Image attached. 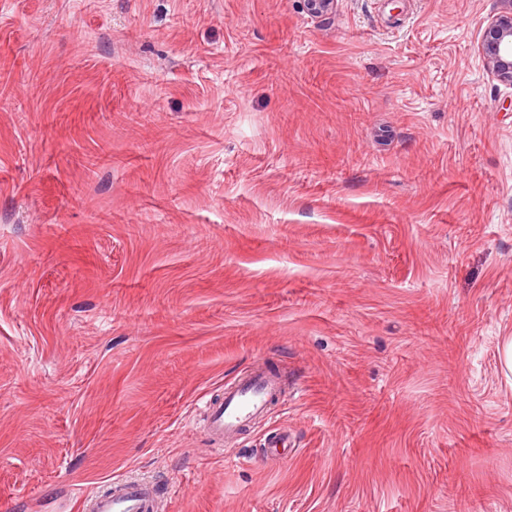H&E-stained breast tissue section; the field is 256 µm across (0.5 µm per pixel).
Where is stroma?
<instances>
[{
	"mask_svg": "<svg viewBox=\"0 0 512 512\" xmlns=\"http://www.w3.org/2000/svg\"><path fill=\"white\" fill-rule=\"evenodd\" d=\"M500 0H0V512H512ZM287 406L224 449L202 395ZM287 429L296 448L272 455ZM503 2V10L484 31L481 54L501 81L512 83V1ZM288 380L280 370L257 361L244 375L224 384V396L204 403L203 432L215 446L236 438L266 416L274 404L283 403ZM71 495L77 512H156L157 491L145 480L133 477L115 478L105 488L88 492L73 485Z\"/></svg>",
	"mask_w": 512,
	"mask_h": 512,
	"instance_id": "35a3bbf8",
	"label": "stroma"
}]
</instances>
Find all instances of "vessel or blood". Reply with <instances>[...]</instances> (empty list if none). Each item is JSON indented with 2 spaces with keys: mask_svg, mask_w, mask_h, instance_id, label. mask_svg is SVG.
Listing matches in <instances>:
<instances>
[{
  "mask_svg": "<svg viewBox=\"0 0 512 512\" xmlns=\"http://www.w3.org/2000/svg\"><path fill=\"white\" fill-rule=\"evenodd\" d=\"M287 386L283 372L256 362L247 373L225 383L222 397L204 401L205 435L217 446L236 438L265 417L272 405L284 402ZM71 495L78 512H157L155 486L133 477L112 479L91 492L76 484Z\"/></svg>",
  "mask_w": 512,
  "mask_h": 512,
  "instance_id": "b4317fda",
  "label": "vessel or blood"
}]
</instances>
